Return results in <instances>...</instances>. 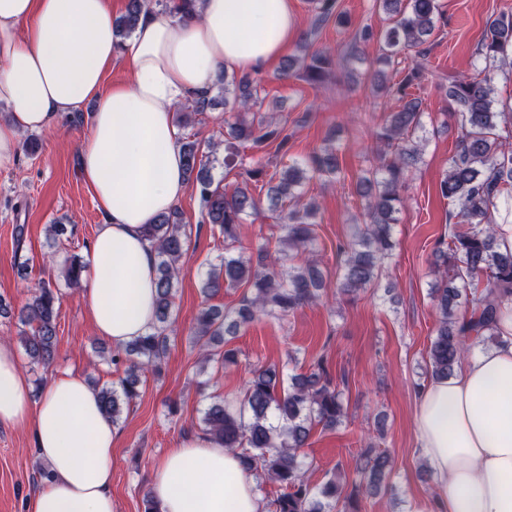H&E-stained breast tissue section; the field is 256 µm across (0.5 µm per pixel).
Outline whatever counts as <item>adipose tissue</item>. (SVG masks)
<instances>
[{"label": "adipose tissue", "instance_id": "ef3b65f1", "mask_svg": "<svg viewBox=\"0 0 512 512\" xmlns=\"http://www.w3.org/2000/svg\"><path fill=\"white\" fill-rule=\"evenodd\" d=\"M111 0H0V168L25 130L52 128L93 103L78 144L80 175L103 217L86 258L80 300L95 334L123 348L155 323L157 256L146 236L187 181L175 105L207 92L217 70L259 69L296 32L290 0H199L179 13L151 10L115 47ZM128 78L112 84L115 56ZM493 347L428 383L416 414L424 462L445 492L439 512H512V303ZM0 426L29 429L47 475L28 512H114L115 426L81 373L40 391L0 344ZM149 493L160 512H265L237 455L204 435L169 449Z\"/></svg>", "mask_w": 512, "mask_h": 512}]
</instances>
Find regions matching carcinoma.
Wrapping results in <instances>:
<instances>
[{"label": "carcinoma", "mask_w": 512, "mask_h": 512, "mask_svg": "<svg viewBox=\"0 0 512 512\" xmlns=\"http://www.w3.org/2000/svg\"><path fill=\"white\" fill-rule=\"evenodd\" d=\"M388 15L389 26L380 40L379 63L389 71L378 70L373 81L387 88L401 106L387 113L384 122L371 132L375 149L374 165L359 179V195L364 200L368 221L352 240L338 246L344 255V271L336 288L351 295L370 285L377 277L381 262L392 250L393 225L403 206L401 191L416 169L428 143L421 109L422 101L413 90L425 79L424 61L440 30L442 14L438 0H377ZM147 6L161 11L179 8L172 0H127L125 13L115 21L114 33L123 43L134 32ZM337 0H314L315 22L336 15ZM315 30L304 38L302 55L290 60L281 76H301L311 85L323 82L332 62L328 49L309 52ZM414 53L418 61L400 69V58ZM512 54V14H500L489 26L478 47L484 69L472 74H450L438 88L452 106L449 112L459 130L458 146L449 159L448 169L439 182L441 196L448 201V241L435 252L437 277L431 288L438 313L435 336L429 347L427 377H450L460 360L469 353L470 342L487 338L497 341V320L504 303L512 301V253L497 245L493 214L512 202V150L504 141L512 138V104L500 102L494 95L492 72L496 63ZM234 93L237 111L224 120L231 139L227 167H240L246 179L232 191L214 183L201 144L180 142L187 179L199 183L198 204L202 222L224 235V257L211 265L202 284L204 293L213 297L224 286L250 285V294L239 305L222 311L214 306L202 308L194 329L195 344L206 362L234 364L237 351L212 350L225 334H234L259 315L285 316L311 303L326 288L318 261L308 257L295 262L307 250L314 236L316 205L304 201L305 182L315 176L341 178L338 152L325 147L300 163L285 161L267 181L268 209L280 220L279 246L271 253L262 247L256 263L230 249L238 241L237 229L244 217L257 212L258 202L249 181L264 173L262 167L246 164L235 143L247 144L256 151L269 146L288 157V133L274 118H247L258 100L257 85L246 77L224 81V94ZM215 106V98L206 94L176 113V123L186 127L192 117ZM180 212L176 209L157 216L146 229L157 255L158 280L156 324L124 349L112 355V363L126 364L125 377L117 385L98 390L101 409L112 420L119 419L123 408L139 397L142 372L160 369L166 354L173 305L177 264L186 252L187 235L182 232ZM85 267L76 255L68 260L64 281L70 288L81 285ZM60 288L50 281L37 284L19 322L24 329L20 339L29 363L35 367L51 365L56 349V317ZM347 416L323 360L306 373L291 377L283 387L282 374L274 366L252 370L235 399L210 403L204 411L203 433L234 452L245 471L277 485L267 498V512H324L325 502L340 501V486L330 479L320 486L306 478L297 452L307 444L313 426L334 430ZM359 471L367 485L379 489L393 469L391 457L367 448Z\"/></svg>", "instance_id": "cac0c4a2"}]
</instances>
